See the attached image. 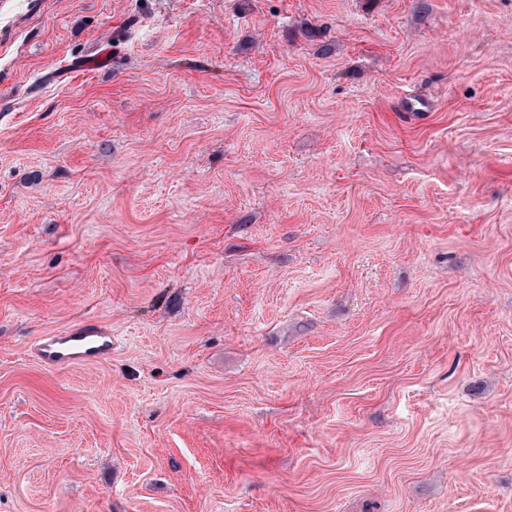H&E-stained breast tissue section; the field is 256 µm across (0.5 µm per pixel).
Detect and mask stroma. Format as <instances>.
Returning a JSON list of instances; mask_svg holds the SVG:
<instances>
[{"label": "stroma", "mask_w": 512, "mask_h": 512, "mask_svg": "<svg viewBox=\"0 0 512 512\" xmlns=\"http://www.w3.org/2000/svg\"><path fill=\"white\" fill-rule=\"evenodd\" d=\"M0 512H512V0H0ZM35 353L48 366L101 361L112 354V333L94 326L62 330L43 336Z\"/></svg>", "instance_id": "stroma-1"}]
</instances>
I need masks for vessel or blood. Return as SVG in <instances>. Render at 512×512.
<instances>
[{"label":"vessel or blood","instance_id":"b4317fda","mask_svg":"<svg viewBox=\"0 0 512 512\" xmlns=\"http://www.w3.org/2000/svg\"><path fill=\"white\" fill-rule=\"evenodd\" d=\"M35 353L48 366L97 362L111 355L112 334L94 326L66 329L42 337Z\"/></svg>","mask_w":512,"mask_h":512}]
</instances>
